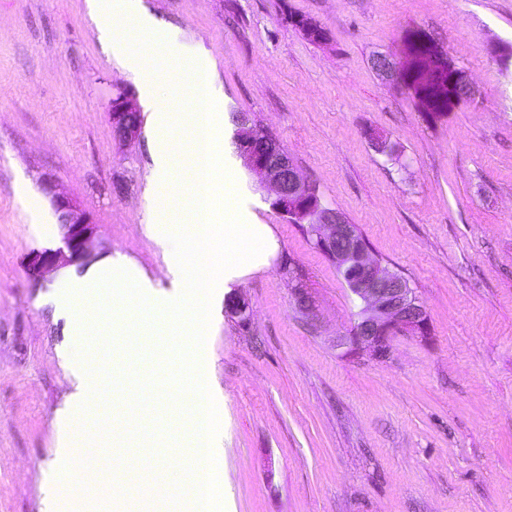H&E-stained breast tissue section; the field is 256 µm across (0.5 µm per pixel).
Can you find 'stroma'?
I'll list each match as a JSON object with an SVG mask.
<instances>
[{"instance_id":"stroma-1","label":"stroma","mask_w":512,"mask_h":512,"mask_svg":"<svg viewBox=\"0 0 512 512\" xmlns=\"http://www.w3.org/2000/svg\"><path fill=\"white\" fill-rule=\"evenodd\" d=\"M181 54L205 52L225 115L256 116L301 177L406 277L428 338L387 359L338 347L360 305L335 264L243 166L234 192L270 225L269 263L231 284L209 323L221 393L213 443L224 512H512V0H142ZM321 26L306 40L289 18ZM88 0H0V512H186L178 491L134 483L145 455L98 459L57 412L73 391L53 275L30 256L63 246L45 180L96 226L92 257L123 256L168 287L154 227L185 212L204 176L196 135L176 138L180 179L145 192L147 137L114 138L107 105L138 81L101 41ZM430 39L473 89L440 117L379 76L375 55ZM391 146L377 150L376 139ZM315 306L301 312L293 274ZM244 298L248 323L226 300ZM181 446L188 421L141 415ZM121 480L88 498L87 474Z\"/></svg>"}]
</instances>
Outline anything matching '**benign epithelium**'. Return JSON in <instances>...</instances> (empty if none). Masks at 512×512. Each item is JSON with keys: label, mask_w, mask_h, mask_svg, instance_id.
Instances as JSON below:
<instances>
[{"label": "benign epithelium", "mask_w": 512, "mask_h": 512, "mask_svg": "<svg viewBox=\"0 0 512 512\" xmlns=\"http://www.w3.org/2000/svg\"><path fill=\"white\" fill-rule=\"evenodd\" d=\"M292 22L305 36L319 43L326 40V33L316 23L303 22L299 17ZM372 65L382 76L397 80L398 71L389 56L376 55ZM107 114L116 139L126 142L140 136L139 109L132 98L119 96L111 100ZM234 143L243 165L274 192L273 206L289 223L307 225L318 249L332 259H353L354 295L362 307L350 335L341 339V344L349 345V351L354 354L377 359L389 354L396 336L422 337L428 331V318L414 288L397 272L370 257L367 243L358 236L354 226L324 203L315 185L301 178L278 140L255 127L249 116L242 114ZM44 190L59 216L66 250L34 253L28 269L35 280L64 261L81 265L88 262L95 228L89 215L74 199L56 192L50 183Z\"/></svg>", "instance_id": "benign-epithelium-1"}]
</instances>
